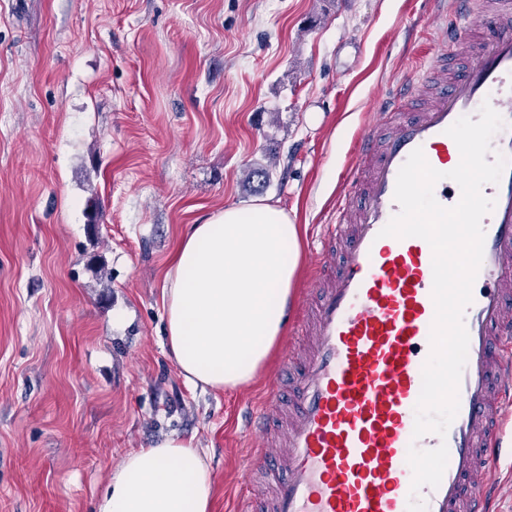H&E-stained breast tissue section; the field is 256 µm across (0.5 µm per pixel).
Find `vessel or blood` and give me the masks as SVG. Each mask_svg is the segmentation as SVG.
I'll return each instance as SVG.
<instances>
[{"label":"vessel or blood","mask_w":512,"mask_h":512,"mask_svg":"<svg viewBox=\"0 0 512 512\" xmlns=\"http://www.w3.org/2000/svg\"><path fill=\"white\" fill-rule=\"evenodd\" d=\"M441 42L406 80V94L358 138L320 237L311 279L312 318L289 329L283 362L297 371L292 395L271 379L249 430L258 442L248 469L269 494L240 496L237 512H407L410 447L448 449L438 487H423L426 512H493L498 447L512 417V0H453L435 17ZM468 64L449 75L447 61ZM409 100L420 101L414 112ZM490 103L503 121L492 154L509 165L484 217L483 261L464 312L469 334L459 412L446 436L414 438L415 406L435 316L433 253L422 238L381 236L398 213V172L415 149L437 171L459 164L448 128Z\"/></svg>","instance_id":"obj_1"}]
</instances>
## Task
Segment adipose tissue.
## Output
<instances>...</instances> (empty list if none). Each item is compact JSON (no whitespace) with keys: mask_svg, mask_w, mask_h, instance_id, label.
Here are the masks:
<instances>
[{"mask_svg":"<svg viewBox=\"0 0 512 512\" xmlns=\"http://www.w3.org/2000/svg\"><path fill=\"white\" fill-rule=\"evenodd\" d=\"M303 228L276 204L230 206L191 225L166 274L165 345L192 386L253 381L288 322ZM203 449L169 437L110 470L95 512H211Z\"/></svg>","mask_w":512,"mask_h":512,"instance_id":"adipose-tissue-1","label":"adipose tissue"}]
</instances>
